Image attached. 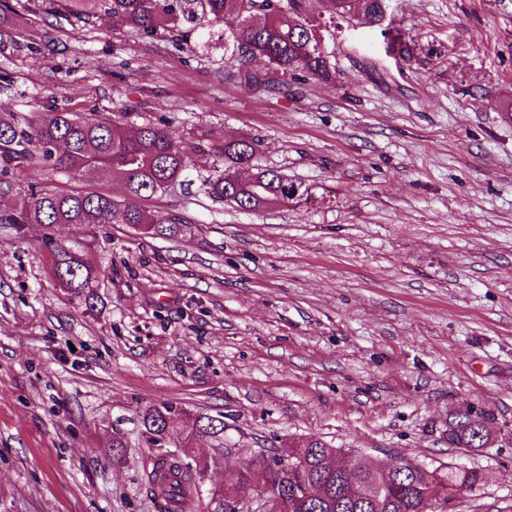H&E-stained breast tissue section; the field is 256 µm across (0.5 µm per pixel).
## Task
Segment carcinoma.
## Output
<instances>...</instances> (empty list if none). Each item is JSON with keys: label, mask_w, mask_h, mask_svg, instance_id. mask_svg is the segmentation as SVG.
Returning <instances> with one entry per match:
<instances>
[{"label": "carcinoma", "mask_w": 512, "mask_h": 512, "mask_svg": "<svg viewBox=\"0 0 512 512\" xmlns=\"http://www.w3.org/2000/svg\"><path fill=\"white\" fill-rule=\"evenodd\" d=\"M65 20L86 22L99 12L143 35L159 31L174 33L185 23L197 28L221 27L217 39L224 42V73L241 78L255 89L266 88L268 73L251 71L248 64L259 57L269 73L284 78L304 74L318 78L332 75L329 56L315 49L319 37L317 17L358 15L381 27L388 48L403 57L409 47L400 30L387 20L388 0H60ZM224 159V173L206 181L209 196L236 205L247 212H262L283 206L295 194L288 176L256 163L257 142L226 138L210 144ZM41 159L73 173H99L122 184L125 197L84 193L68 189L32 191L19 210L0 214L4 224H127L149 235L170 238L177 234L179 216L154 214L140 200L181 181L189 153L162 125L146 123L130 135L123 125L96 113L76 115L60 110L43 112L25 124L0 121V193L11 189V168ZM57 279L74 294L84 293L92 279L85 261L64 254L55 267ZM183 410L169 402L150 404L143 410V427L160 434L166 419ZM214 438L224 435V420L206 416L200 423ZM488 430L478 435L469 428L468 416L448 424V445L483 448ZM300 456L296 469L279 467V452L261 454L240 473L245 482H262L290 503L287 512H426L437 488L460 492L481 482L475 469L448 470L431 478L428 470L413 464L400 475L385 474L366 462L344 473L328 467L327 459L340 452L321 439H311L295 449ZM194 457L166 450L156 456L148 475L147 492L162 512H194L200 500V483Z\"/></svg>", "instance_id": "cac0c4a2"}]
</instances>
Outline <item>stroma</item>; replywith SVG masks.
Listing matches in <instances>:
<instances>
[{"instance_id": "1", "label": "stroma", "mask_w": 512, "mask_h": 512, "mask_svg": "<svg viewBox=\"0 0 512 512\" xmlns=\"http://www.w3.org/2000/svg\"><path fill=\"white\" fill-rule=\"evenodd\" d=\"M56 9L0 0V119L57 107L190 144L254 140L296 193L260 213L214 201L224 164L196 150L144 202L181 217L174 239L0 224V512H158L142 410L159 402L223 416L230 454L192 441L214 483L317 437L480 470L447 512H512V0H391L403 58L337 19L331 79L263 90L225 77L201 30L146 38ZM9 180L0 213L33 190L123 195L47 163ZM63 250L90 265L94 308L56 281ZM460 412L487 419L491 447H449Z\"/></svg>"}]
</instances>
